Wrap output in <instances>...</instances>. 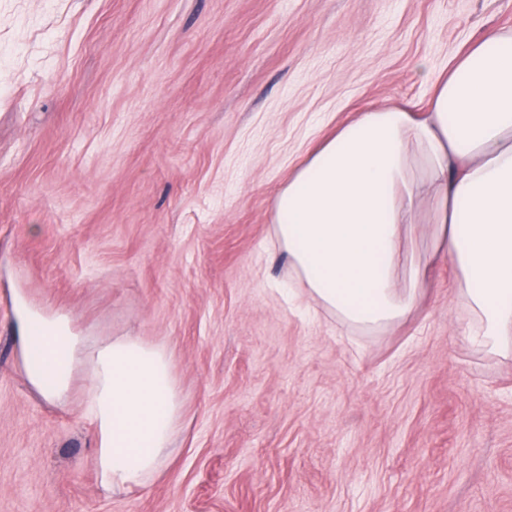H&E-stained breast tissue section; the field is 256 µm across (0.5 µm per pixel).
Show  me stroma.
Segmentation results:
<instances>
[{
    "label": "stroma",
    "instance_id": "stroma-1",
    "mask_svg": "<svg viewBox=\"0 0 512 512\" xmlns=\"http://www.w3.org/2000/svg\"><path fill=\"white\" fill-rule=\"evenodd\" d=\"M512 0H0V512H512V359L478 349L434 227L412 314L310 297L272 204L368 106ZM169 353L183 419L144 488L102 487L95 433L27 384L13 297Z\"/></svg>",
    "mask_w": 512,
    "mask_h": 512
}]
</instances>
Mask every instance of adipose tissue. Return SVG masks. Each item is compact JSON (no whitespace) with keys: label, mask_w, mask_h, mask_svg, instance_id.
Listing matches in <instances>:
<instances>
[{"label":"adipose tissue","mask_w":512,"mask_h":512,"mask_svg":"<svg viewBox=\"0 0 512 512\" xmlns=\"http://www.w3.org/2000/svg\"><path fill=\"white\" fill-rule=\"evenodd\" d=\"M427 102L367 108L310 157L277 196L273 228L309 293L345 320L404 319L422 283L401 250L428 203L439 249L476 313L473 345L512 355V34L493 31L448 74L420 66ZM409 269L410 285L397 284ZM23 370L46 402L66 403L83 376L94 466L107 488L160 472L182 416L170 358L135 336L97 342L72 317L14 294Z\"/></svg>","instance_id":"ef3b65f1"}]
</instances>
